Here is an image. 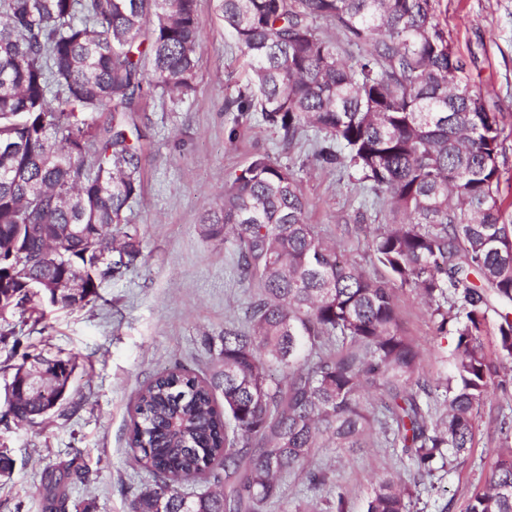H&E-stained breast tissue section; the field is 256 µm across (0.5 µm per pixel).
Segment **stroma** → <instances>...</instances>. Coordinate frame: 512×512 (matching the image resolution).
<instances>
[{"label":"stroma","mask_w":512,"mask_h":512,"mask_svg":"<svg viewBox=\"0 0 512 512\" xmlns=\"http://www.w3.org/2000/svg\"><path fill=\"white\" fill-rule=\"evenodd\" d=\"M442 6L448 39L464 64L461 77L481 91L503 130L500 195L512 205V0H442ZM198 12L203 43L195 92L177 108L144 101L134 115L143 189L124 229L141 241L139 261L103 280L86 305L0 317V402L24 356L72 357L77 364L58 411L35 424L0 416V450L13 460L10 479L0 481V512H51L41 485L48 471L72 473L65 512H131L135 496L153 487L127 447L138 390L177 365L212 373L225 330L246 327L257 294L239 276L232 243L205 237L201 226L254 153L284 164L307 162L309 223L366 271L374 269L369 243L377 223L362 209L354 173L311 166L309 142L284 145L264 122L233 127L224 102L245 84L246 58L217 19L214 0H198ZM394 296L425 375L433 382L450 376L452 339L438 336L410 289L395 288ZM506 417L512 419V386L491 390L477 420L478 444L437 473L433 488L414 497L411 512H441L447 503L451 512H465L503 447L498 427ZM312 460L328 488L344 494L348 512H364L377 477L395 475L408 485L415 477L413 466L381 445L320 448Z\"/></svg>","instance_id":"obj_1"}]
</instances>
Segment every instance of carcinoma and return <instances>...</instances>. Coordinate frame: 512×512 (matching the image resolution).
Instances as JSON below:
<instances>
[{
  "label": "carcinoma",
  "mask_w": 512,
  "mask_h": 512,
  "mask_svg": "<svg viewBox=\"0 0 512 512\" xmlns=\"http://www.w3.org/2000/svg\"><path fill=\"white\" fill-rule=\"evenodd\" d=\"M216 2L248 68L225 102L229 137L258 114L284 142H311L320 166L354 171L387 206L370 250L388 278L308 223L298 170L254 154L203 228L232 240L242 279L259 293L247 327L224 332L220 370L201 378L176 366L139 391L128 447L162 494L140 493L135 509L292 512L284 478L314 492L325 485L316 449L378 440L431 479L476 447L480 407L512 362V222L496 115L457 77L463 63L440 0ZM201 46L198 0H0V306L23 313L40 301L18 269L62 291L92 274L89 299L134 264L140 241L120 225L142 194L141 155L126 114L154 94L180 105L195 90ZM98 112L112 113V125L95 124ZM394 282L453 336L452 376L433 384L423 373ZM491 313L493 352L483 339ZM372 389L385 400L370 408ZM54 394L19 395L14 418L41 417ZM69 477L49 480L51 499L66 496ZM189 479L217 490L189 496ZM413 495L398 477L378 479L364 512H410ZM305 512H346L344 494L314 497ZM466 512H512V448Z\"/></svg>",
  "instance_id": "1"
}]
</instances>
